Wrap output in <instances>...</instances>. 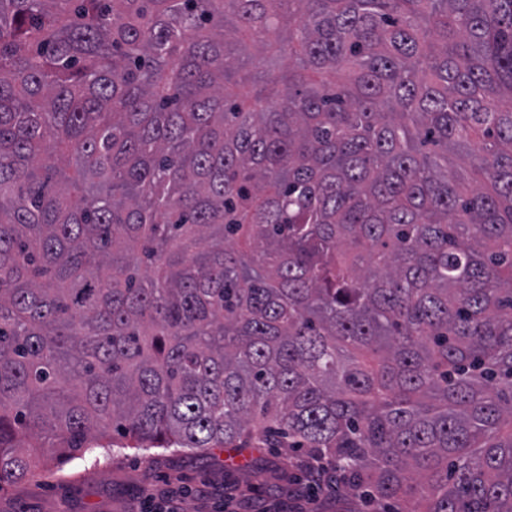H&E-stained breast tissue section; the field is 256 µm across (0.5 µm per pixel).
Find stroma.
Wrapping results in <instances>:
<instances>
[{"mask_svg": "<svg viewBox=\"0 0 512 512\" xmlns=\"http://www.w3.org/2000/svg\"><path fill=\"white\" fill-rule=\"evenodd\" d=\"M298 456L258 444L197 453L179 448H92L53 465L35 480L0 495V512H144L147 495L185 494V512H214L219 503L263 499L271 512H286L302 477ZM208 485L210 501L189 492Z\"/></svg>", "mask_w": 512, "mask_h": 512, "instance_id": "1", "label": "stroma"}]
</instances>
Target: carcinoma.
<instances>
[{
	"label": "carcinoma",
	"instance_id": "1",
	"mask_svg": "<svg viewBox=\"0 0 512 512\" xmlns=\"http://www.w3.org/2000/svg\"><path fill=\"white\" fill-rule=\"evenodd\" d=\"M114 432L512 512V0H0V493Z\"/></svg>",
	"mask_w": 512,
	"mask_h": 512
}]
</instances>
